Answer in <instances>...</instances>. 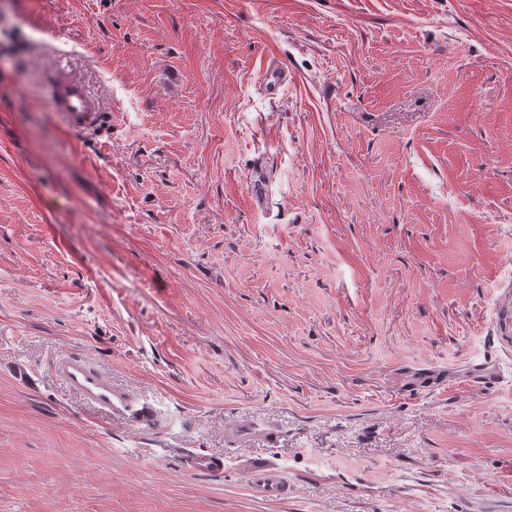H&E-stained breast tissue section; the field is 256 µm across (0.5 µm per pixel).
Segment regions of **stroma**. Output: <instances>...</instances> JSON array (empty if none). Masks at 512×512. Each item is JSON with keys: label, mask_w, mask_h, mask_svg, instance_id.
<instances>
[{"label": "stroma", "mask_w": 512, "mask_h": 512, "mask_svg": "<svg viewBox=\"0 0 512 512\" xmlns=\"http://www.w3.org/2000/svg\"><path fill=\"white\" fill-rule=\"evenodd\" d=\"M58 69L99 130L56 117ZM509 279L512 0H0V512H512ZM69 352L154 423L69 393ZM474 358L500 382L425 384ZM257 74L260 85L268 93L274 94L286 82L288 69L277 54L271 52L265 58L260 59ZM247 203L253 210H259L267 196V180L261 169L254 170L249 177ZM510 288L509 283L500 289L492 326L494 336H490L492 342L496 339L502 346H510L512 339V293ZM275 431L271 426L261 425L256 422H236L225 430L228 441L243 444L253 441L259 435L271 436ZM178 453L184 457L192 473L215 476L224 472V457L220 454L197 452L188 448L179 449ZM251 495L263 501L288 498L291 485L281 465L266 457H253L243 466Z\"/></svg>", "instance_id": "obj_1"}]
</instances>
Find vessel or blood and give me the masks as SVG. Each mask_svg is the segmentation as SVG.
Returning <instances> with one entry per match:
<instances>
[{"label": "vessel or blood", "mask_w": 512, "mask_h": 512, "mask_svg": "<svg viewBox=\"0 0 512 512\" xmlns=\"http://www.w3.org/2000/svg\"><path fill=\"white\" fill-rule=\"evenodd\" d=\"M258 81L268 93L277 92L288 78V70L277 54L260 59ZM50 105L72 131L95 128L101 121L99 102L80 82L56 76L52 79ZM267 196V180L263 171H253L249 177L247 203L251 209L262 207ZM493 335L501 344L512 343V288H501L495 309ZM55 369L67 388L86 404L104 412L112 419L140 424L153 417L148 401L139 400L125 388L113 383L111 377L92 364L82 354H71L60 359ZM499 371L490 365H469L460 378L464 387L479 388L498 380ZM271 426L255 422H238L225 430L228 441L243 444L265 435H273ZM189 471L195 474L215 476L224 471L222 455L182 449ZM247 484L254 498L277 502L287 499L291 489L287 473L281 465L266 457H253L243 466Z\"/></svg>", "instance_id": "obj_1"}]
</instances>
